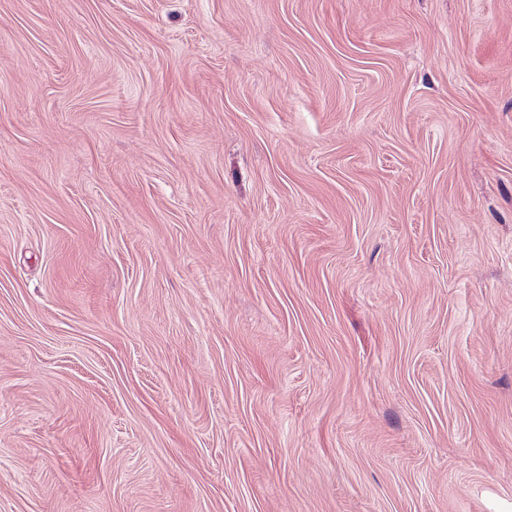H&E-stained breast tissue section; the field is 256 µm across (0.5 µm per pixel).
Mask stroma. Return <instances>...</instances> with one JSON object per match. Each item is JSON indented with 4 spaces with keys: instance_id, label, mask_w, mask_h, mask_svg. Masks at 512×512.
Segmentation results:
<instances>
[{
    "instance_id": "stroma-1",
    "label": "stroma",
    "mask_w": 512,
    "mask_h": 512,
    "mask_svg": "<svg viewBox=\"0 0 512 512\" xmlns=\"http://www.w3.org/2000/svg\"><path fill=\"white\" fill-rule=\"evenodd\" d=\"M0 512H512V0H0Z\"/></svg>"
}]
</instances>
